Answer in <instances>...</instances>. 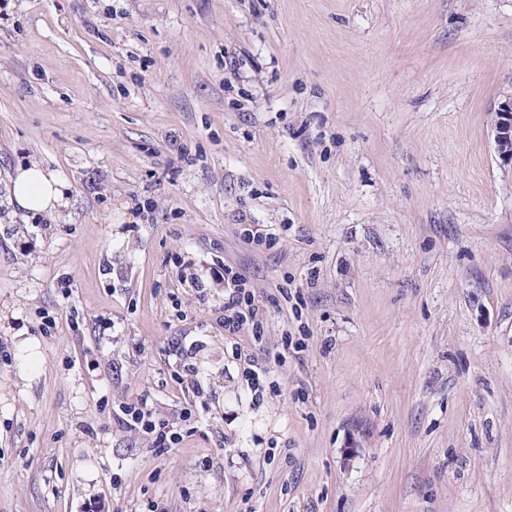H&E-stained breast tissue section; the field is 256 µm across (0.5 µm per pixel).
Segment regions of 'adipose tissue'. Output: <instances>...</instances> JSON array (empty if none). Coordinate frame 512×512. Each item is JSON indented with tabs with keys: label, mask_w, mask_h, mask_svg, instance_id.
I'll list each match as a JSON object with an SVG mask.
<instances>
[{
	"label": "adipose tissue",
	"mask_w": 512,
	"mask_h": 512,
	"mask_svg": "<svg viewBox=\"0 0 512 512\" xmlns=\"http://www.w3.org/2000/svg\"><path fill=\"white\" fill-rule=\"evenodd\" d=\"M65 181L57 174L47 171L37 160L19 165L10 179L9 200L20 211L28 215H55L66 208L68 200Z\"/></svg>",
	"instance_id": "adipose-tissue-1"
}]
</instances>
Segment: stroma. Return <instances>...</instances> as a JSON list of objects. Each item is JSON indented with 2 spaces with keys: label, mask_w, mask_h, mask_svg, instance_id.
<instances>
[{
  "label": "stroma",
  "mask_w": 512,
  "mask_h": 512,
  "mask_svg": "<svg viewBox=\"0 0 512 512\" xmlns=\"http://www.w3.org/2000/svg\"><path fill=\"white\" fill-rule=\"evenodd\" d=\"M511 91L512 0H0V314L39 341L22 389L0 331V512H512ZM32 157L55 216L7 200ZM143 396L178 447L113 421ZM493 142L503 165L512 167V91L503 96L495 109ZM224 279V331L231 336L248 333L259 342L264 332L263 312L256 301L248 280L233 267L226 265L219 272ZM191 345L186 347L184 340L178 339L172 342L168 347L169 357L174 360V364L181 368L182 373L175 372L176 383L180 389L187 394H191L193 400L191 406L197 409L199 404L202 410L207 409V394L203 379V370L199 366H193L187 363L192 354ZM190 376L189 379H184ZM249 367L244 368L245 377L248 381L249 389L252 394V399H260L263 396L264 383L270 373V365L266 362L264 364L255 363L251 361Z\"/></svg>",
  "instance_id": "35a3bbf8"
}]
</instances>
